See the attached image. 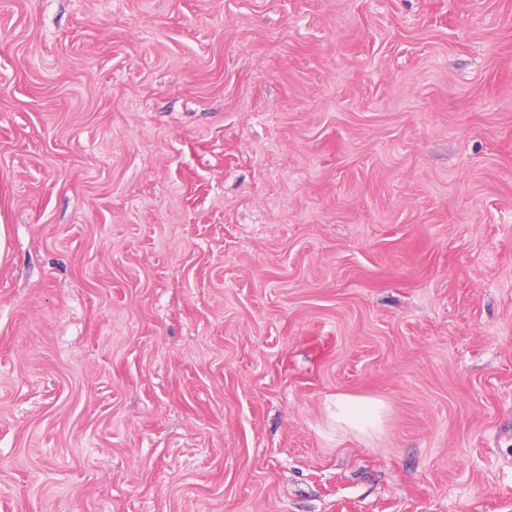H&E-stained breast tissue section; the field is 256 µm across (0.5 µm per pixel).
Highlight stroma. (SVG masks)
I'll list each match as a JSON object with an SVG mask.
<instances>
[{"label": "stroma", "mask_w": 512, "mask_h": 512, "mask_svg": "<svg viewBox=\"0 0 512 512\" xmlns=\"http://www.w3.org/2000/svg\"><path fill=\"white\" fill-rule=\"evenodd\" d=\"M0 223V512H512V0H0ZM336 423L365 433L381 428V401L365 397L336 394Z\"/></svg>", "instance_id": "35a3bbf8"}]
</instances>
